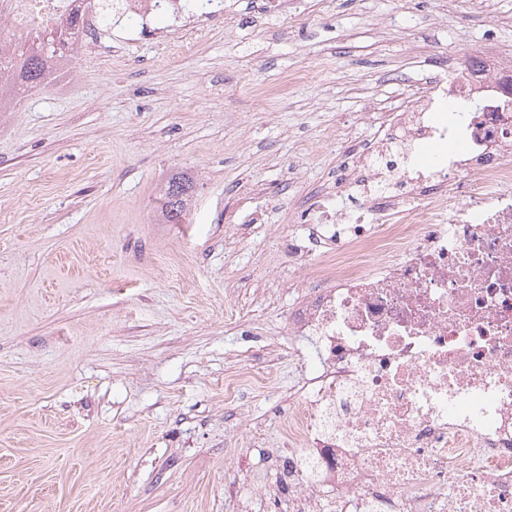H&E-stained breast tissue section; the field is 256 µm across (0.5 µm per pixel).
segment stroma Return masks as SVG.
<instances>
[{"label": "stroma", "instance_id": "obj_1", "mask_svg": "<svg viewBox=\"0 0 512 512\" xmlns=\"http://www.w3.org/2000/svg\"><path fill=\"white\" fill-rule=\"evenodd\" d=\"M232 13L173 61L108 31L126 62L0 118V512H287L299 204L339 164L337 131L371 139L374 103L428 63L512 55V0ZM181 171L188 215L167 224L155 199Z\"/></svg>", "mask_w": 512, "mask_h": 512}]
</instances>
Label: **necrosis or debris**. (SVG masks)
<instances>
[{"mask_svg":"<svg viewBox=\"0 0 512 512\" xmlns=\"http://www.w3.org/2000/svg\"><path fill=\"white\" fill-rule=\"evenodd\" d=\"M99 2L0 0V57L72 23L74 80L102 29L153 40L166 21L176 57L224 17V0ZM511 97L512 60L435 67L304 206L284 251L316 283L288 316L311 365L280 420L288 512H512Z\"/></svg>","mask_w":512,"mask_h":512,"instance_id":"obj_1","label":"necrosis or debris"}]
</instances>
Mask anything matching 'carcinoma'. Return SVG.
<instances>
[{
  "mask_svg": "<svg viewBox=\"0 0 512 512\" xmlns=\"http://www.w3.org/2000/svg\"><path fill=\"white\" fill-rule=\"evenodd\" d=\"M46 34H40L31 44L13 50L6 66L11 68L10 92L17 100L37 88L50 74L47 63L70 55L80 40V31L72 29L65 41L58 45L44 43ZM192 182L184 176L171 177L159 197V211L167 224H181L190 203Z\"/></svg>",
  "mask_w": 512,
  "mask_h": 512,
  "instance_id": "obj_1",
  "label": "carcinoma"
}]
</instances>
